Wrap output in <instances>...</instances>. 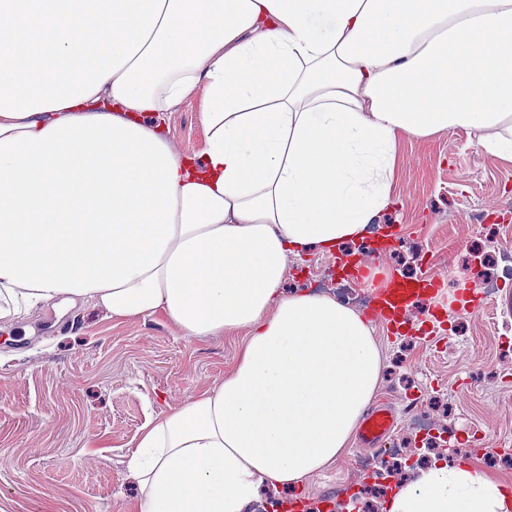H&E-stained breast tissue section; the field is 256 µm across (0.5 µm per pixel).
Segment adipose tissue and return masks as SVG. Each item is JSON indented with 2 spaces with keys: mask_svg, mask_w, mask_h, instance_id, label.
I'll use <instances>...</instances> for the list:
<instances>
[{
  "mask_svg": "<svg viewBox=\"0 0 512 512\" xmlns=\"http://www.w3.org/2000/svg\"><path fill=\"white\" fill-rule=\"evenodd\" d=\"M200 86L189 154L148 116ZM453 129L512 161V0H0V326L89 301L239 343L120 512H246L346 454L381 348L288 260L365 239L401 139ZM382 512H512V481L436 458Z\"/></svg>",
  "mask_w": 512,
  "mask_h": 512,
  "instance_id": "obj_1",
  "label": "adipose tissue"
}]
</instances>
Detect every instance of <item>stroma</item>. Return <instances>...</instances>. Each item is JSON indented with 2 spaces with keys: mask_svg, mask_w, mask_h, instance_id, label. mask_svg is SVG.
<instances>
[{
  "mask_svg": "<svg viewBox=\"0 0 512 512\" xmlns=\"http://www.w3.org/2000/svg\"><path fill=\"white\" fill-rule=\"evenodd\" d=\"M204 96L197 88L162 115L174 143L191 154L205 144ZM393 194L394 205L371 227L384 242L377 262L388 272L442 279L444 289L419 298L406 319L420 328L437 315L446 326L427 340L375 324L384 370L374 402L400 412L414 405L420 424L399 420L379 445L349 448L301 490L310 512L366 495L372 468L388 471L380 488L389 491L403 477L388 470L398 449L409 462L412 449L433 441L438 455L481 465L491 441L512 443V333L503 330L512 316L500 306L512 281L484 297L481 313L457 303L479 260L472 214L495 230L496 251L512 254V162L462 129L407 137ZM350 254L361 259L365 251L348 243L289 260L286 292L336 295ZM236 354L235 342L185 336L162 316L119 321L88 303L37 311L0 330V512H119L136 492L126 460L142 428L220 384ZM451 426L457 439L439 441Z\"/></svg>",
  "mask_w": 512,
  "mask_h": 512,
  "instance_id": "1",
  "label": "stroma"
}]
</instances>
